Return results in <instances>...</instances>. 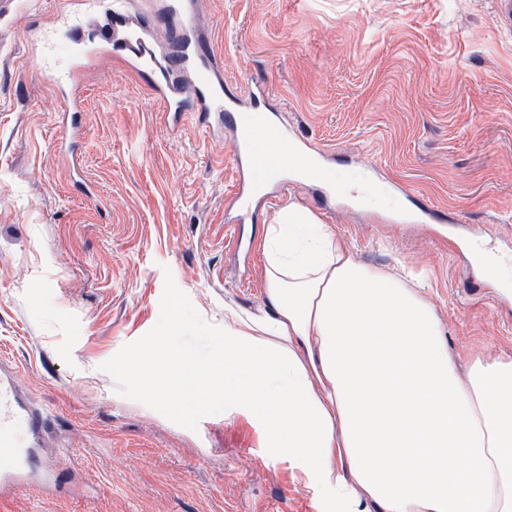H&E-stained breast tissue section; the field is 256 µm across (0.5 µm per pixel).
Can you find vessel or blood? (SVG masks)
<instances>
[{
    "instance_id": "1",
    "label": "vessel or blood",
    "mask_w": 512,
    "mask_h": 512,
    "mask_svg": "<svg viewBox=\"0 0 512 512\" xmlns=\"http://www.w3.org/2000/svg\"><path fill=\"white\" fill-rule=\"evenodd\" d=\"M162 12L172 33L168 41L158 39L152 28L132 21L124 0H76L72 9L57 11L51 27L30 28L28 41L36 51V60L44 62L53 57L64 64L63 71L52 72L51 78L65 101L54 122L69 150H76L81 135L80 85L101 57L152 74L151 89L170 130L180 131L191 122L208 140L231 137L233 185L224 214V237L227 252L239 256L244 252L242 224L252 219L257 209L272 207L289 191L287 181L269 176V169L289 165L303 171L314 185L331 190L335 184L325 165L324 152L310 142H302L292 155L274 154L272 142L291 135L287 123L280 117L255 122L253 108L264 95L262 87H253L245 100L225 93L222 67L197 35L185 0H168ZM90 28L96 31L98 44L85 55H78L75 47L83 43ZM456 231L457 241L472 263H481L482 255L472 249L482 234L481 228L460 223ZM46 423L44 412L22 395L15 373L1 368V480L22 483Z\"/></svg>"
}]
</instances>
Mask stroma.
<instances>
[{"label":"stroma","instance_id":"obj_1","mask_svg":"<svg viewBox=\"0 0 512 512\" xmlns=\"http://www.w3.org/2000/svg\"><path fill=\"white\" fill-rule=\"evenodd\" d=\"M51 0L0 19V358L50 415L0 512H322L323 492L223 404L172 402L164 374L123 365L174 344L224 357V307L263 308L262 256L241 285L222 241L228 143L172 134L142 75L108 62L82 92V170L59 152L63 100L25 38ZM224 85H261L298 138L334 158L335 205L312 210L370 266L428 286L448 349L512 355V297L469 293L462 259L411 198L486 227L512 280V32L495 0H199ZM405 191L350 201L367 167Z\"/></svg>","mask_w":512,"mask_h":512}]
</instances>
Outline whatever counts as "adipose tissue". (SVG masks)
Wrapping results in <instances>:
<instances>
[{"mask_svg": "<svg viewBox=\"0 0 512 512\" xmlns=\"http://www.w3.org/2000/svg\"><path fill=\"white\" fill-rule=\"evenodd\" d=\"M261 251L265 315L225 306L223 361L173 359V389L223 387L325 512H512V356L460 362L419 285L296 203Z\"/></svg>", "mask_w": 512, "mask_h": 512, "instance_id": "adipose-tissue-1", "label": "adipose tissue"}]
</instances>
